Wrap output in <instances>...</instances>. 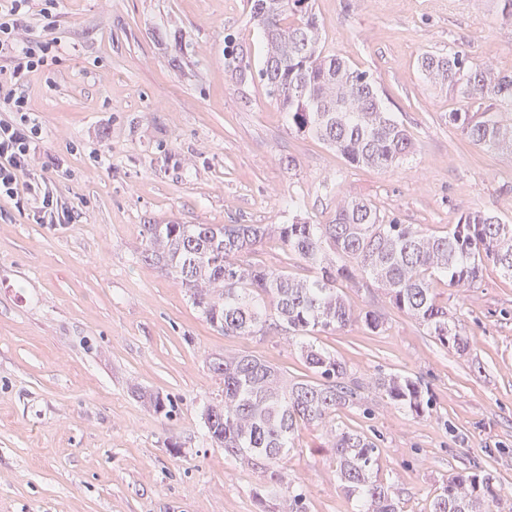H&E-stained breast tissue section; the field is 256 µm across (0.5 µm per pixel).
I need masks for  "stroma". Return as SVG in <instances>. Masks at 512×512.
Instances as JSON below:
<instances>
[{
    "label": "stroma",
    "instance_id": "35a3bbf8",
    "mask_svg": "<svg viewBox=\"0 0 512 512\" xmlns=\"http://www.w3.org/2000/svg\"><path fill=\"white\" fill-rule=\"evenodd\" d=\"M496 0H314L328 52L372 75L416 146L399 168L348 164L289 130L258 78L224 74V38L259 63L248 0H33L28 40L56 61L13 83L41 134L30 167L73 210L38 224L0 199V512H260L258 472L226 457L203 419L224 396L210 358L245 352L309 380L284 332L227 336L140 255L145 224H281L289 208L327 223L345 195L438 232L487 210L512 224V155L472 144L448 122L462 103L426 82L425 52L460 51L512 72V23ZM362 323L316 344L368 379H420L416 416L373 387L335 425L379 448L378 478L402 512H429L448 474L479 468L512 500V278L489 263L470 288L434 285L469 348L444 347L384 290L340 287ZM155 393L157 412L139 397ZM324 428L299 430L288 478L307 512H358Z\"/></svg>",
    "mask_w": 512,
    "mask_h": 512
}]
</instances>
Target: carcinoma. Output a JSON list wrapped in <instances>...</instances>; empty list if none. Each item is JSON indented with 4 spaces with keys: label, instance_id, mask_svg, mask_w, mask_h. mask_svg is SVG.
Masks as SVG:
<instances>
[{
    "label": "carcinoma",
    "instance_id": "obj_1",
    "mask_svg": "<svg viewBox=\"0 0 512 512\" xmlns=\"http://www.w3.org/2000/svg\"><path fill=\"white\" fill-rule=\"evenodd\" d=\"M250 16L263 40L257 76L287 113L288 127L329 144L353 166L387 171L414 154L410 133L384 107L370 73L325 51L313 0H251ZM418 66L431 84L447 87L462 102L490 101L481 112H450L449 121L471 143L512 154V75L476 65L458 51L424 53ZM251 68L233 38H224V73L241 81ZM140 236L142 257L160 265L224 334L254 336L275 327L302 341V356L317 375L312 382L286 384L277 368L246 353L209 362L224 382V399L204 411L211 438L260 473L256 497L280 501L284 512H306L304 494L293 491L284 466L298 427L327 423L360 399L363 389L345 362L305 338L358 321L372 332L384 325L374 308L354 314L337 283L380 284L398 310L441 344L464 351L465 326L437 300L434 283L470 288L487 261L512 277V224L483 210L426 234L414 224L385 221L369 199L343 196L327 224L295 214L286 224H144ZM270 237L309 275L241 260ZM373 387L416 414L428 407V389L418 379L391 374L375 378ZM329 443L343 488L357 498L361 512H400L389 488L374 476L378 448L372 439L334 427ZM430 512H504V495L491 473L457 471L442 483Z\"/></svg>",
    "mask_w": 512,
    "mask_h": 512
}]
</instances>
